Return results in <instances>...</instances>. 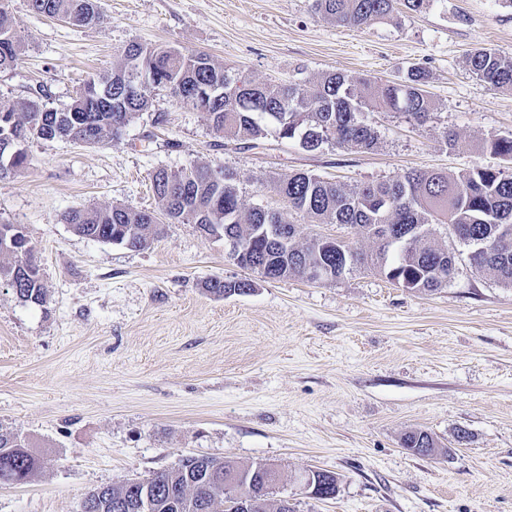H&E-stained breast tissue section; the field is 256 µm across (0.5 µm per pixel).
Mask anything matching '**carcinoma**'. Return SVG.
Returning <instances> with one entry per match:
<instances>
[{"label": "carcinoma", "mask_w": 512, "mask_h": 512, "mask_svg": "<svg viewBox=\"0 0 512 512\" xmlns=\"http://www.w3.org/2000/svg\"><path fill=\"white\" fill-rule=\"evenodd\" d=\"M38 14L63 18L87 26L88 0H29ZM428 0H313L322 17L340 25L363 28L391 17L402 6L420 11ZM22 39L14 31L8 0H0V72L14 68L22 54ZM148 59L154 81L141 87L135 75V56ZM469 72L493 90L512 91V56L477 48L465 58ZM427 75L408 70L397 81L360 78L342 71L325 72L308 83H255L230 71L202 52L177 47L147 48L138 43L125 47L112 70L86 81L73 102L64 109L43 104L46 89L8 108L0 107V137L13 135L34 124L38 133L17 141L14 157L0 156V179L30 164L23 148L30 139L58 138L54 126L72 133L91 116L101 133L97 144L118 140L129 124L149 111L154 92L165 90L180 104L195 111L219 138L244 143L273 136L298 144L307 152L324 146L374 150L378 136L362 119L365 112H389L418 125L426 124L435 105L426 90ZM487 148L501 160L497 166H476L457 175L411 170L404 175L353 189L318 175L299 172L278 179L273 192L290 213H305L322 224L357 226L371 239L374 250L363 252L345 241L313 237L296 242V226L288 222V242L270 239L268 225L279 224L276 211L261 206L244 209L240 178L220 164L194 163L169 170L157 169L152 187L162 203L163 216L114 205L102 209H75L65 216L73 230L87 238L140 250L161 237L164 224H194L203 234L223 231L238 238L248 254L262 257L273 270L270 280L290 277L312 281V267L327 268L326 279L342 276L355 267H370L399 286L432 293L447 286L459 263V254L439 241V230L464 243L483 239L488 252L466 255L478 273L492 275L512 288V137L495 138ZM16 236V250H0V282L14 280L15 294L25 303L46 302L41 269L23 231L14 224H0V240ZM205 290L224 297L250 291L252 284L226 282L215 276ZM402 447L430 457L439 448L431 434L411 431ZM39 467L38 459L15 434L0 430V483H17ZM261 464L239 465L209 457L188 456L167 470L136 484L104 485L86 498L90 512H245L238 504L252 488L266 484L254 512H283L270 503L275 482ZM315 480L325 498L335 497L339 477L317 470Z\"/></svg>", "instance_id": "cac0c4a2"}]
</instances>
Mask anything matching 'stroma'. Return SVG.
Listing matches in <instances>:
<instances>
[{
	"instance_id": "1",
	"label": "stroma",
	"mask_w": 512,
	"mask_h": 512,
	"mask_svg": "<svg viewBox=\"0 0 512 512\" xmlns=\"http://www.w3.org/2000/svg\"><path fill=\"white\" fill-rule=\"evenodd\" d=\"M95 5L100 22L77 27L10 0L25 49L0 72L1 105L42 84L46 106L64 108L136 42L206 53L257 83L333 70L394 81L418 67L436 110L423 126L366 113L378 135L370 152L310 153L270 138L219 147L199 113L157 91L110 144L30 141V165L0 180V222L22 227L47 298L25 304L0 284V428L41 466L0 484V512H81L89 491L152 477L184 455L274 465L271 500L294 512H512V288L465 261L429 294L359 267L332 282L269 281L192 224L165 225L135 251L65 221L76 208L161 211L151 188L161 167L223 165L239 174L244 207L283 212L270 184L292 172L353 187L497 164L486 144L512 137V93L476 78L465 56L512 55V6L427 0L356 29L323 20L312 0ZM449 132L466 150L448 148ZM292 221L299 241L321 234L372 248L356 228ZM215 276L253 289L212 296L202 284ZM414 429L434 437L437 456L402 448ZM317 468L338 473L334 498L301 489L298 475Z\"/></svg>"
}]
</instances>
